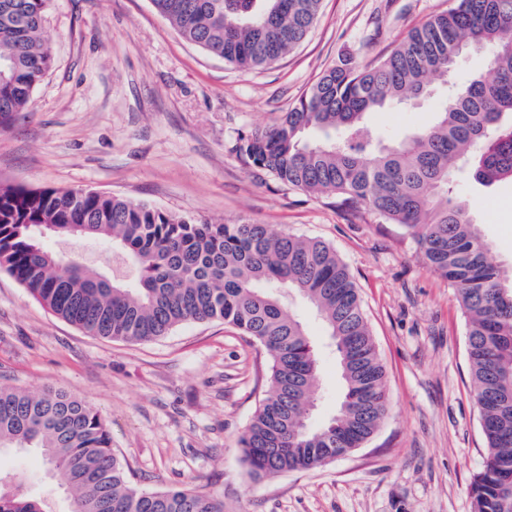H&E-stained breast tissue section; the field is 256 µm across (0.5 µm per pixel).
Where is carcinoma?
Listing matches in <instances>:
<instances>
[{
  "label": "carcinoma",
  "mask_w": 512,
  "mask_h": 512,
  "mask_svg": "<svg viewBox=\"0 0 512 512\" xmlns=\"http://www.w3.org/2000/svg\"><path fill=\"white\" fill-rule=\"evenodd\" d=\"M322 0H152L186 41L244 72L292 52L316 23ZM48 0H0V129L28 109L52 68L44 36ZM492 52V76L455 80L458 51ZM448 87L433 123L403 140L368 136V116ZM247 166L353 214L398 224L422 261L454 289L467 326L470 392L488 450L470 485L473 512H512V268L489 257L457 187L512 182V0H457L411 29L389 55L327 68L271 126L239 134ZM50 234L112 243L137 269L123 284L64 260ZM0 269L58 317L87 334L145 342L189 321L219 319L270 359L269 392L240 444L250 474L270 478L329 463L375 433L389 409L385 368L347 266L322 240L248 221L213 224L82 189L0 183ZM297 292L328 328L344 394L336 413L309 424L318 361L284 299ZM38 452L66 475L68 512H224L196 489L139 491L112 438L85 400L47 387L0 386V449ZM0 512H55L26 475L0 468Z\"/></svg>",
  "instance_id": "cac0c4a2"
}]
</instances>
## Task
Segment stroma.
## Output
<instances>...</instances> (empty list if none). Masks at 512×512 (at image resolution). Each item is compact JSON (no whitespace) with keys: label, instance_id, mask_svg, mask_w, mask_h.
Listing matches in <instances>:
<instances>
[{"label":"stroma","instance_id":"1","mask_svg":"<svg viewBox=\"0 0 512 512\" xmlns=\"http://www.w3.org/2000/svg\"><path fill=\"white\" fill-rule=\"evenodd\" d=\"M456 0H322L306 39L248 73L183 40L151 0H49L54 66L28 111L0 130V181L79 188L213 223L247 220L330 244L347 265L385 367L389 411L351 453L311 470L253 478L239 438L268 389L269 357L223 321L188 322L148 342L89 335L0 272V383L59 388L89 402L139 490L198 488L225 512H472L487 448L470 387L465 318L452 288L396 224L336 208L244 166L230 146L272 123L342 56L366 65ZM442 88L376 112L367 130L399 140L431 122ZM473 224L495 263L512 264V183L470 182ZM103 273H124L111 245L50 238ZM288 308L320 358L313 423L335 410L336 358L299 296ZM66 512L62 471L0 451Z\"/></svg>","mask_w":512,"mask_h":512}]
</instances>
